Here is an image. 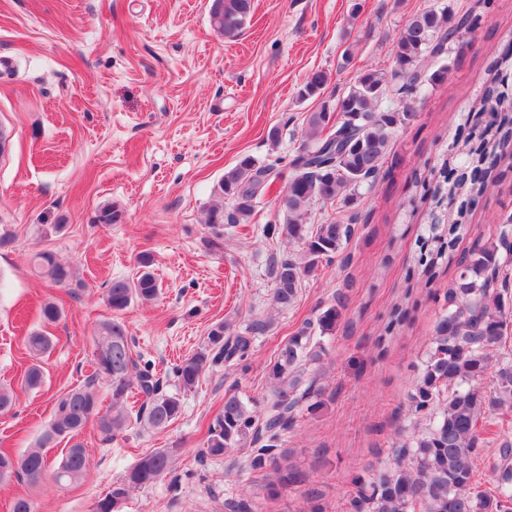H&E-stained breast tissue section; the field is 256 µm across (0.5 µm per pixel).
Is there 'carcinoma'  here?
<instances>
[{"label":"carcinoma","mask_w":512,"mask_h":512,"mask_svg":"<svg viewBox=\"0 0 512 512\" xmlns=\"http://www.w3.org/2000/svg\"><path fill=\"white\" fill-rule=\"evenodd\" d=\"M251 11L252 0H211L210 25L222 37L237 38ZM475 24L472 13L454 15L446 7H430L413 16L393 46L390 70L362 73L334 106L325 104L308 116L302 143L291 160L293 173L278 194L283 223L265 228L267 235L298 246L297 251L288 250L273 260L275 308L293 306L304 280L323 263L349 260L343 252L359 216L348 207L361 187L375 181L395 129L417 120L411 95L447 79L448 66L434 70L432 62ZM325 84L326 75L314 71L298 94L302 98L317 95ZM469 112L473 122L456 128L451 154H443L439 162L414 177L416 196L408 201L410 212H415L419 200L429 205V213L428 224L415 241L408 295L414 289L412 280L428 284L439 266L453 260L464 221L487 194L498 160L512 148V48L491 57L487 78ZM279 176L273 165H261L250 156L224 173L220 192L230 207L215 206L208 212L213 246L224 239V225L249 223L257 200ZM317 203L333 213L311 224L308 214ZM32 264L55 287L70 288L76 281L74 268L50 249L36 252ZM138 264L135 279L108 283L106 300L114 315L97 325L92 375L57 398L37 447L18 455L0 453V483L22 476L30 485H38L47 468L42 449L53 442L65 443L55 483L66 487L84 480L90 459L80 434L92 419L102 441L109 443L132 427L161 430L180 417L179 394L166 392L151 364L140 363L132 337L116 316L133 299L150 301L158 294L151 256L141 254ZM511 266L512 218L498 225L496 237L474 246L459 260L458 275L443 295L444 313L434 324L426 360L407 396V411L417 433L399 442L377 472L351 475L353 490L346 512H512L511 438L499 439L494 490H481L476 480V461L487 444L483 423L494 415L512 413V357L499 353L512 334ZM344 309L343 296L338 294L316 322L304 323L280 346L267 372L269 394L263 413L236 389L225 391L224 406L199 452L201 459H222L232 448L248 447L240 468L251 475L250 489L270 499L281 489L304 482L302 474L288 466L283 448L298 412L313 408L322 395L319 371L311 366L320 361L323 348L313 332L333 334ZM268 326L269 321L256 319L247 333L228 336L224 323L214 325L207 346L175 366L179 388L192 390L208 367L246 361L254 335ZM25 342L33 363L24 374L23 387L36 389L44 381L40 359L52 349L53 337L34 330ZM487 378L489 389L482 386ZM99 381L110 394L111 404L104 411L96 388ZM133 396L140 406L131 412L128 400ZM177 452L166 448L141 455L112 485V496L125 498L130 490L164 477Z\"/></svg>","instance_id":"obj_1"}]
</instances>
